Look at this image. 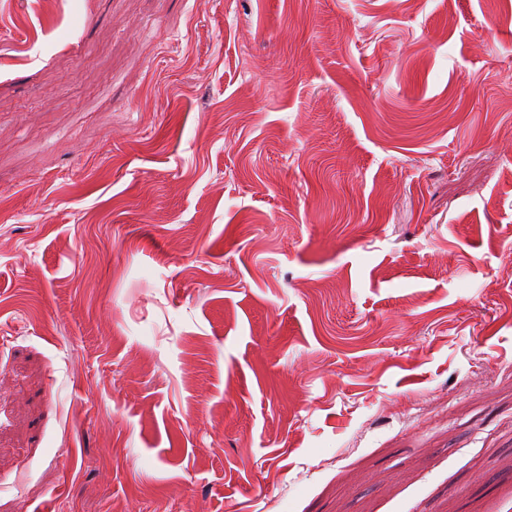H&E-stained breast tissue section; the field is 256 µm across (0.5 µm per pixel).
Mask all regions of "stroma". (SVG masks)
<instances>
[{
  "label": "stroma",
  "instance_id": "1",
  "mask_svg": "<svg viewBox=\"0 0 512 512\" xmlns=\"http://www.w3.org/2000/svg\"><path fill=\"white\" fill-rule=\"evenodd\" d=\"M0 512H512V0H0Z\"/></svg>",
  "mask_w": 512,
  "mask_h": 512
}]
</instances>
